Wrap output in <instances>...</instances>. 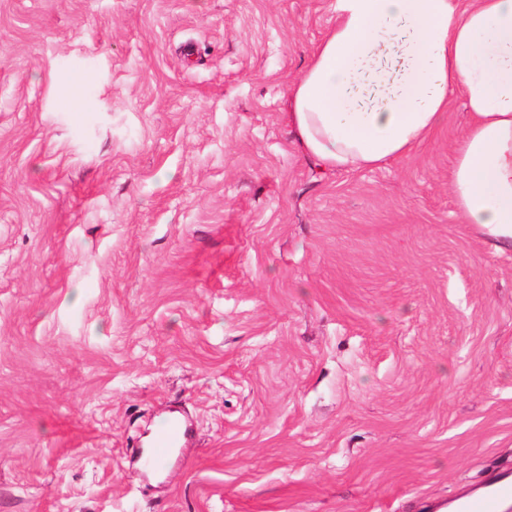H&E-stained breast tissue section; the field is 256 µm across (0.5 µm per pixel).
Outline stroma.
<instances>
[{"mask_svg": "<svg viewBox=\"0 0 512 512\" xmlns=\"http://www.w3.org/2000/svg\"><path fill=\"white\" fill-rule=\"evenodd\" d=\"M333 4L0 0V512H435L512 468L467 112L377 168L305 156ZM185 436L186 430L183 432L182 426L179 423L166 421L162 427L155 430L148 454L144 455V452L139 453L136 461L143 468L161 466L171 455L174 448L181 447Z\"/></svg>", "mask_w": 512, "mask_h": 512, "instance_id": "stroma-1", "label": "stroma"}]
</instances>
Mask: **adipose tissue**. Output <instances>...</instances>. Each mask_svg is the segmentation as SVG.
I'll return each instance as SVG.
<instances>
[{"label": "adipose tissue", "instance_id": "1", "mask_svg": "<svg viewBox=\"0 0 512 512\" xmlns=\"http://www.w3.org/2000/svg\"><path fill=\"white\" fill-rule=\"evenodd\" d=\"M293 82L304 154L331 170L407 156L462 98L448 190L461 223L512 246V0H336Z\"/></svg>", "mask_w": 512, "mask_h": 512}]
</instances>
